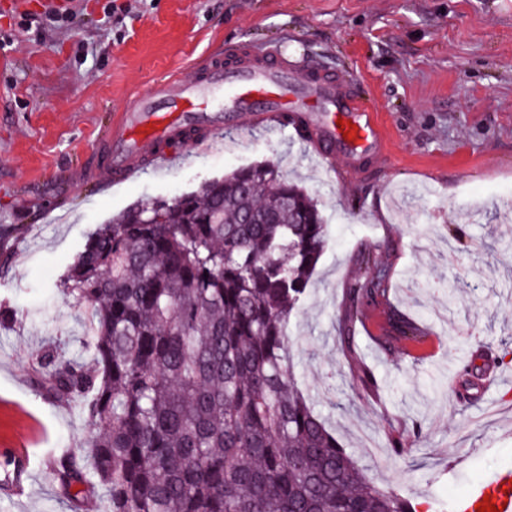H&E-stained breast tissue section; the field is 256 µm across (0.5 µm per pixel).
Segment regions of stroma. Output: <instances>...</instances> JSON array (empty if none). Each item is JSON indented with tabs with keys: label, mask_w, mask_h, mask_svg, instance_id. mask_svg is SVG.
Returning a JSON list of instances; mask_svg holds the SVG:
<instances>
[{
	"label": "stroma",
	"mask_w": 512,
	"mask_h": 512,
	"mask_svg": "<svg viewBox=\"0 0 512 512\" xmlns=\"http://www.w3.org/2000/svg\"><path fill=\"white\" fill-rule=\"evenodd\" d=\"M236 48L334 74L372 107L381 157L340 151L326 170L309 142L260 128L118 187L84 178L114 114ZM254 163L301 181L325 218L288 333L305 395L359 468L417 512L512 470V0H0V448L29 456L21 494L0 463V512L107 510L102 489L48 479L92 428L40 385L47 346L82 350L88 305L60 280L88 232ZM365 249L390 293L347 345ZM394 310L419 335L385 348Z\"/></svg>",
	"instance_id": "stroma-1"
}]
</instances>
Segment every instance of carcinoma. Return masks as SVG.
Segmentation results:
<instances>
[{
    "instance_id": "carcinoma-1",
    "label": "carcinoma",
    "mask_w": 512,
    "mask_h": 512,
    "mask_svg": "<svg viewBox=\"0 0 512 512\" xmlns=\"http://www.w3.org/2000/svg\"><path fill=\"white\" fill-rule=\"evenodd\" d=\"M326 239L313 197L270 164L97 225L61 281L90 308L84 351L48 347L41 380L80 400L92 435L52 480L102 488L109 512H417L362 472L294 375L288 319ZM370 260L355 256L343 342L389 293ZM415 330L395 312L385 340Z\"/></svg>"
}]
</instances>
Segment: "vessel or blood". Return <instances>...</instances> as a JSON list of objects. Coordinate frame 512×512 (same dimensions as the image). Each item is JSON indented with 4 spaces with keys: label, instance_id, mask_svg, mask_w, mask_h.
Listing matches in <instances>:
<instances>
[{
    "label": "vessel or blood",
    "instance_id": "1",
    "mask_svg": "<svg viewBox=\"0 0 512 512\" xmlns=\"http://www.w3.org/2000/svg\"><path fill=\"white\" fill-rule=\"evenodd\" d=\"M221 107H213L216 97ZM244 112L263 115L277 130L304 126L305 113H313L315 125L308 137L323 160H332L337 147L354 154L378 152L381 136L364 101L331 75H302L273 54L249 60L207 61L195 81L171 76L159 90L137 98L113 124L109 137L92 153L89 174L108 170L113 185L124 184L148 166L173 162L163 150L165 140L179 136L182 128H203L213 139L225 128L239 124ZM346 117L350 128L338 126ZM305 127V126H304Z\"/></svg>",
    "mask_w": 512,
    "mask_h": 512
}]
</instances>
